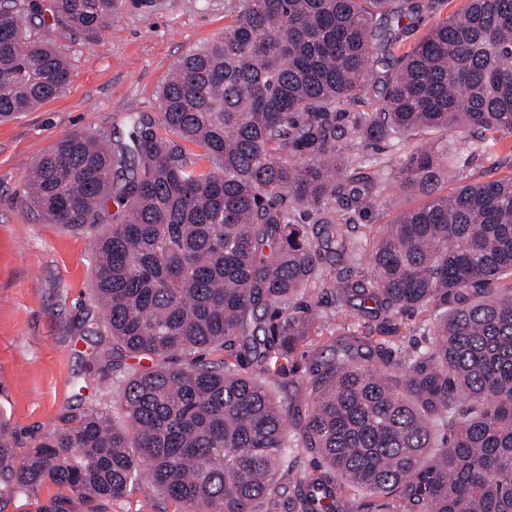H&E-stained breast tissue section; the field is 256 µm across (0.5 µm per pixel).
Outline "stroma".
Segmentation results:
<instances>
[{
  "instance_id": "obj_1",
  "label": "stroma",
  "mask_w": 512,
  "mask_h": 512,
  "mask_svg": "<svg viewBox=\"0 0 512 512\" xmlns=\"http://www.w3.org/2000/svg\"><path fill=\"white\" fill-rule=\"evenodd\" d=\"M123 0L97 42L48 22L24 21L29 39L53 42L69 59L71 84L61 97L35 111L0 122V418L18 437L20 449L64 425L67 416L106 406L114 425L126 419L120 390L97 356V339L81 324L99 317L93 297L95 233H73L31 216L23 202L34 162L67 136L123 128L126 112H157L156 92L173 65L190 50L220 38L237 0ZM418 196L391 187L375 208L354 215L352 235L378 239L386 224L420 204ZM329 330L310 337L285 375L270 378L277 397L287 382L309 394L313 356H330ZM174 512V504L141 478L110 501L70 496L43 486L15 489L9 470L0 471V512Z\"/></svg>"
}]
</instances>
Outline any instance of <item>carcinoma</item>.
Returning a JSON list of instances; mask_svg holds the SVG:
<instances>
[{"label": "carcinoma", "mask_w": 512, "mask_h": 512, "mask_svg": "<svg viewBox=\"0 0 512 512\" xmlns=\"http://www.w3.org/2000/svg\"><path fill=\"white\" fill-rule=\"evenodd\" d=\"M121 4L0 0V121L70 83L67 58L25 41L22 17L94 42ZM419 9L238 0L224 37L170 70L157 116L134 110L128 139L74 134L36 161L30 212L75 233L108 225L102 321L83 331L150 364L121 379L128 427L105 407L69 417L17 461L16 488L112 500L146 476L175 512H512V174L438 188L512 137V0H464L380 75ZM379 83L377 107L349 110ZM425 130L445 144L415 145L397 171L363 165L366 145ZM396 181L425 201L356 242L352 214ZM365 253L361 278L320 277ZM315 290L336 303L339 335L309 368L307 402H284L266 379L311 336ZM408 312L426 314L428 346L394 360L343 324L395 335ZM240 342L244 372L204 358ZM304 452L321 464L303 468Z\"/></svg>", "instance_id": "cac0c4a2"}]
</instances>
